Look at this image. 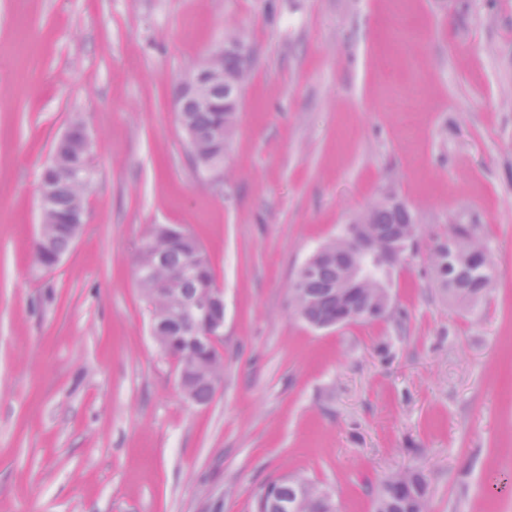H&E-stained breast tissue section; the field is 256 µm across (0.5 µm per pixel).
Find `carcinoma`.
Listing matches in <instances>:
<instances>
[{"instance_id":"1","label":"carcinoma","mask_w":512,"mask_h":512,"mask_svg":"<svg viewBox=\"0 0 512 512\" xmlns=\"http://www.w3.org/2000/svg\"><path fill=\"white\" fill-rule=\"evenodd\" d=\"M252 58L234 52L224 55V83L244 87ZM180 122L198 131L192 144L195 161L224 162V144L211 138L222 130L223 137L232 133L235 113L217 111L214 100L206 97L184 102ZM56 167L71 169V177H57L53 182L52 202L42 213V235L32 243L34 260L46 268L54 258L68 252L82 224L75 217L85 214V197L92 182L91 162L86 160L81 135L65 145L54 147ZM364 214L370 233L377 239V252L360 254L347 235L327 244L340 249L364 267L368 281L348 290L344 299L336 297L339 264L336 256L312 255L300 269L293 288L299 317L314 326L334 320L348 311L356 321L386 318L379 312V289L386 285L382 274L389 265L381 259L384 251L404 253L419 233L415 212L394 194L384 196L368 207ZM430 262L448 299L470 305L480 300L493 281L491 252L476 233L461 224L448 227V234L437 239L431 248ZM137 276L155 313L154 334L174 351L185 354L184 383L193 392L194 402L207 404L216 392L224 370L218 349L209 344H195L184 335L187 318L181 305L199 295L214 292L215 276L203 247L185 228L177 224L157 225L143 241L137 256ZM163 284L162 294L153 288ZM324 487L301 474L284 475L269 481L256 501V512H281L279 503L288 501V512H337L335 498L322 495ZM373 512H428V484L424 475L408 470L386 477L373 501Z\"/></svg>"}]
</instances>
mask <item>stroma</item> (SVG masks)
Listing matches in <instances>:
<instances>
[{
	"mask_svg": "<svg viewBox=\"0 0 512 512\" xmlns=\"http://www.w3.org/2000/svg\"><path fill=\"white\" fill-rule=\"evenodd\" d=\"M230 32L254 63L205 182L172 89ZM76 120L87 218L45 270L41 174ZM389 193L420 226L390 316L309 326L300 268ZM160 224L224 294L205 405L136 275ZM452 224L496 268L471 308L428 260ZM405 469L429 512H512V0H0V512H255L294 473L371 512Z\"/></svg>",
	"mask_w": 512,
	"mask_h": 512,
	"instance_id": "35a3bbf8",
	"label": "stroma"
}]
</instances>
